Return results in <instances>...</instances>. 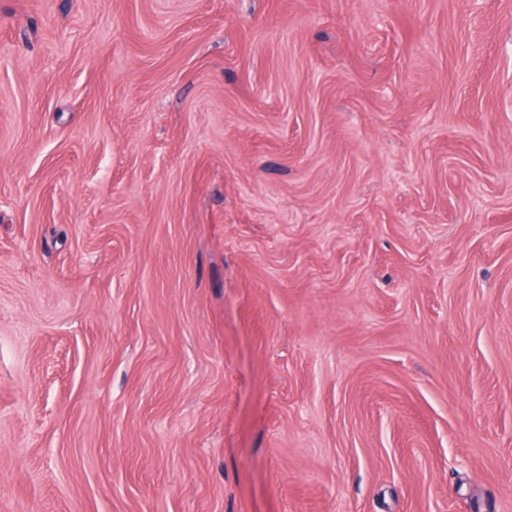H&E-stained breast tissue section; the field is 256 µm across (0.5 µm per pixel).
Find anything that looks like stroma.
Returning <instances> with one entry per match:
<instances>
[{
    "mask_svg": "<svg viewBox=\"0 0 512 512\" xmlns=\"http://www.w3.org/2000/svg\"><path fill=\"white\" fill-rule=\"evenodd\" d=\"M0 512H512V0H0Z\"/></svg>",
    "mask_w": 512,
    "mask_h": 512,
    "instance_id": "obj_1",
    "label": "stroma"
}]
</instances>
